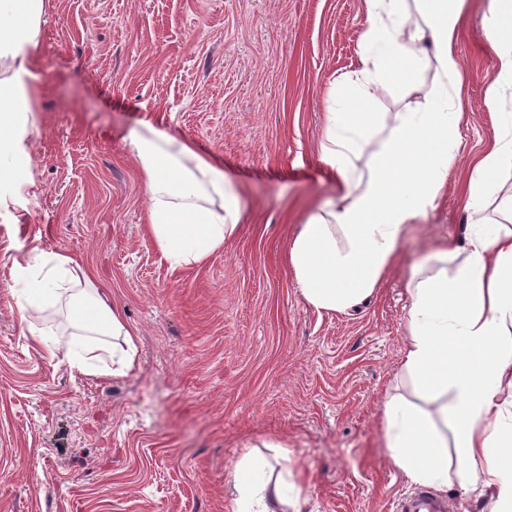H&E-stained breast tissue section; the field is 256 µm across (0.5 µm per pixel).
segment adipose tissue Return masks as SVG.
<instances>
[{
  "label": "adipose tissue",
  "instance_id": "adipose-tissue-1",
  "mask_svg": "<svg viewBox=\"0 0 512 512\" xmlns=\"http://www.w3.org/2000/svg\"><path fill=\"white\" fill-rule=\"evenodd\" d=\"M407 0H366L368 26L359 44L360 67L341 81L325 114L320 160L337 195L301 224L289 261L305 301L320 312H346L373 294L393 265L409 224L433 208L456 156V130L465 88L457 44L466 0H414L424 26L416 44L403 36ZM484 27L497 59L485 105L501 107L512 85V0H493ZM44 0H0V188L30 174L24 145L29 85L34 77ZM435 67L438 84L420 110L393 117L368 171L356 160L381 122L374 112L379 86ZM129 142L140 162L150 205L146 222L171 266L198 263L223 248L242 216L238 187L174 132L142 122ZM512 167V113L474 160L464 193L475 215L463 239L443 256L462 255L454 272L412 276L403 367L413 396L384 403V438L394 463L415 483L455 490L481 512H512V226L481 218ZM22 309L38 311L64 299L71 337L30 334L48 358L63 355L84 373L119 374L135 363V334L117 306L108 304L90 271L73 259L33 251L17 266ZM122 339L113 349L107 337ZM111 365H104V358ZM234 487L241 504L269 512L268 502L298 507L300 490L269 479L264 464L240 458Z\"/></svg>",
  "mask_w": 512,
  "mask_h": 512
}]
</instances>
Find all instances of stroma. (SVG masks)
I'll return each mask as SVG.
<instances>
[{"label": "stroma", "mask_w": 512, "mask_h": 512, "mask_svg": "<svg viewBox=\"0 0 512 512\" xmlns=\"http://www.w3.org/2000/svg\"><path fill=\"white\" fill-rule=\"evenodd\" d=\"M467 0L466 95L442 197L395 265L346 313H320L288 262L295 227L333 185L316 154L327 92L359 67L365 0H45L25 138L33 178L0 197V512H238L244 455L287 466L301 512H395L416 490L394 464L383 404L402 370L413 272L473 218L463 191L500 118L483 18ZM435 72L377 92L385 117L426 104ZM149 120L222 165L246 204L237 235L171 267L145 224L127 134ZM94 272L136 333L134 367L89 375L47 358L13 291L33 249ZM61 307L37 321L64 335ZM37 468H30V461Z\"/></svg>", "instance_id": "stroma-1"}]
</instances>
